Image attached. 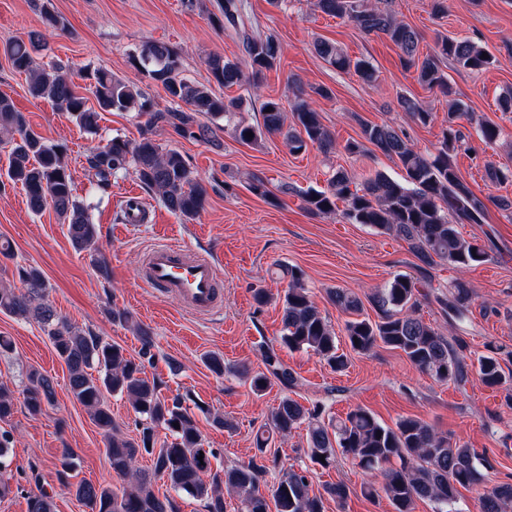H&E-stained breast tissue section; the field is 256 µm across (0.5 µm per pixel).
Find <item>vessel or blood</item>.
I'll use <instances>...</instances> for the list:
<instances>
[{
	"label": "vessel or blood",
	"instance_id": "vessel-or-blood-1",
	"mask_svg": "<svg viewBox=\"0 0 512 512\" xmlns=\"http://www.w3.org/2000/svg\"><path fill=\"white\" fill-rule=\"evenodd\" d=\"M143 283L195 314L220 313L224 301L219 264L213 255L181 244L161 243L145 255Z\"/></svg>",
	"mask_w": 512,
	"mask_h": 512
}]
</instances>
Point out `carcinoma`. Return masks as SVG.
I'll return each mask as SVG.
<instances>
[{
  "label": "carcinoma",
  "instance_id": "cac0c4a2",
  "mask_svg": "<svg viewBox=\"0 0 512 512\" xmlns=\"http://www.w3.org/2000/svg\"><path fill=\"white\" fill-rule=\"evenodd\" d=\"M392 0H316L322 13L349 22L367 36L385 37L399 50L401 67L417 73L419 83L448 98V126L442 130L435 152L423 153L388 124L362 121L361 139L349 140L343 149L349 154H363L373 146L396 160L402 171L397 180L377 171L363 185L355 183L344 169L329 178L327 186L302 193L306 210L316 215L336 212L337 203L344 204L343 216L354 224H365L381 234L403 240L408 249L424 264L437 262L452 268H469L488 260V253L475 240L464 238L459 224H482L487 205L476 196L461 178L454 156L464 134L458 121L469 118L467 106L453 97L447 73L442 64L450 61L456 67L482 71L494 66L493 55L483 56L485 48L466 37L438 36L433 53L419 55L420 34L398 19L391 8ZM216 8L224 19V27L239 38L244 59L230 60L214 53L206 64L212 83L224 88L237 86L248 96L225 99L215 95L211 83H194L181 75L180 58L173 48L162 42L141 45L132 60L144 76L163 85L175 104L186 109L161 111L140 88L104 69L87 73L95 105L77 94L66 67L50 62L35 63L30 46L42 38L32 33L28 40L9 44L6 55L12 68L26 73L32 96L46 99L60 112L67 113L83 130L94 133L103 112L134 110L147 119L140 137L134 142L114 137L95 147L89 158L97 185L103 189L113 178L132 167L140 184L159 195L172 214L186 220L194 219L203 209L207 190L202 179L184 155L173 148H164L155 139L159 129H169L176 136L189 140L213 142L216 131L196 121L206 115L211 121L224 120L232 125L236 140L258 145L269 135L280 134L291 151L299 152L311 143L329 153L336 141L311 107L303 88L293 84L291 112L293 126L284 129L286 115L282 103L268 99L261 104L260 125L234 121L236 114L260 88L264 72L274 67L281 47L276 37L263 31L246 16L244 0H216ZM315 54L340 71H354L365 83L376 80V71L364 59H353L338 44L318 39ZM400 110L421 125L432 121V113L415 99L401 95ZM481 141L491 147L501 130L492 122L477 127ZM0 146L8 149L6 179L21 185L28 206L34 213L50 206L62 223L72 246L83 251L95 247L97 227L90 221L87 206L75 194L72 174L65 163V146L53 144L32 130L12 101L0 96ZM288 288L282 299L281 345L293 351H311L321 356L336 370L346 366V357L339 352L336 331L322 315L306 288L301 271L293 266L279 267ZM24 290L0 288V312L13 316L33 317L49 336L57 355L68 368V381L73 397L87 409L93 423L106 441V454L112 471L130 478L121 494L107 485L81 482L75 487L76 498L88 512H177L171 498L160 499L149 488L147 477L135 468V462L149 456L154 474L166 480L177 493L205 502L207 512H225L221 487L240 498L241 512H269V504L260 488L266 471L264 449L268 433L286 436L302 424L307 425V448L311 460L325 467L336 458V449L351 458L352 464L365 474L382 475L381 484L364 485L368 496L384 494L393 512H414L415 504L428 500L436 512H452L458 488H469L483 480L480 468L492 465L484 456L466 444L452 440L437 431L434 425L414 417L398 420L387 426L368 410L356 407L336 420L322 418V408L312 409L290 397L283 398L273 411L269 426L256 436L258 454L244 463L215 471L211 460L215 452L204 447V440L194 416L183 406L184 398L161 396L155 380L149 379L143 361L126 356L122 347L86 334L46 301V284L35 267L19 271ZM432 287L428 278L397 274L387 286L369 297L378 320L364 315L363 300L344 288L329 290L331 301L349 316L344 335L350 349L367 354L383 344L400 351L419 371L440 382L461 384L467 380L463 362V344L453 346L441 330L416 315L419 289ZM444 313L463 318L472 302V291L460 279L452 281L448 293L435 295ZM267 373L250 378L256 394L271 386V380L288 388L294 384L293 372L281 361L273 348L263 354ZM512 363V351L491 344L478 359L477 374L489 387L512 378L504 366ZM95 369V378L90 370ZM24 402L28 413L42 414L51 404L55 391L51 379L37 370L27 376ZM120 394L128 400L138 433L125 436L112 418L107 395ZM14 411V393L0 383V421H7ZM166 430L171 441L157 446V429ZM203 460H198V457ZM325 461H320V457ZM276 512H323L322 497L310 495L307 471L294 467L283 469L271 490ZM29 512H54L53 501L44 492L29 497ZM478 512H512V483L484 487L479 493Z\"/></svg>",
  "mask_w": 512,
  "mask_h": 512
}]
</instances>
